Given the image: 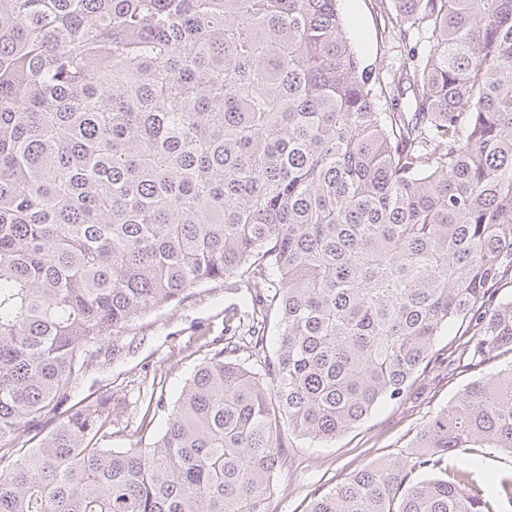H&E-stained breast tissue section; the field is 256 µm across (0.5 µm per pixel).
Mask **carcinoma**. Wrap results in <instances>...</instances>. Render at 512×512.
Wrapping results in <instances>:
<instances>
[{"label": "carcinoma", "mask_w": 512, "mask_h": 512, "mask_svg": "<svg viewBox=\"0 0 512 512\" xmlns=\"http://www.w3.org/2000/svg\"><path fill=\"white\" fill-rule=\"evenodd\" d=\"M393 2L426 43L383 112L339 0H0V512H268L289 436L402 400L454 324L477 365L512 350V0ZM218 281L259 352L277 307L274 356L152 380L159 434L112 447L79 375ZM470 448L512 455V365L306 512H492L465 471L414 479Z\"/></svg>", "instance_id": "obj_1"}]
</instances>
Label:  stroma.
I'll use <instances>...</instances> for the list:
<instances>
[{
	"instance_id": "1",
	"label": "stroma",
	"mask_w": 512,
	"mask_h": 512,
	"mask_svg": "<svg viewBox=\"0 0 512 512\" xmlns=\"http://www.w3.org/2000/svg\"><path fill=\"white\" fill-rule=\"evenodd\" d=\"M339 8L362 65L379 72L381 78H388L401 55L420 42L417 31L391 21V0H340ZM237 300V294L220 283L191 289L180 304L134 322L118 340L117 357L100 356L87 368L78 395L112 392V406L120 416L113 447L150 443L151 434L139 432L145 411L136 402L139 386L145 379L164 376L165 399L175 401L207 354L196 343V336L203 333L212 340L224 339V309ZM478 375L468 359L452 365L437 360L416 378L403 400L382 404L359 427L335 441L293 438L274 478L270 512H304L316 490L332 487L355 468L408 452L423 425ZM447 462L449 468L471 472L476 490L498 512L502 484L512 481L511 455L471 448L448 456Z\"/></svg>"
}]
</instances>
